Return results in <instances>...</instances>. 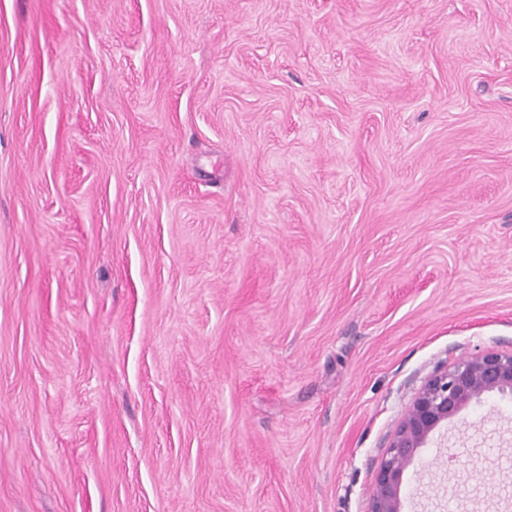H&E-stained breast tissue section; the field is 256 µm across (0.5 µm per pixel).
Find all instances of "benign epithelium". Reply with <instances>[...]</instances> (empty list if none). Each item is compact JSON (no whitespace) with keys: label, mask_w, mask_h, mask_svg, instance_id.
<instances>
[{"label":"benign epithelium","mask_w":512,"mask_h":512,"mask_svg":"<svg viewBox=\"0 0 512 512\" xmlns=\"http://www.w3.org/2000/svg\"><path fill=\"white\" fill-rule=\"evenodd\" d=\"M493 392L512 395V352L486 351L435 372L390 439L368 512H401L406 470L420 449L473 400Z\"/></svg>","instance_id":"benign-epithelium-1"}]
</instances>
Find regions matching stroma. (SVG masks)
<instances>
[{
    "mask_svg": "<svg viewBox=\"0 0 512 512\" xmlns=\"http://www.w3.org/2000/svg\"><path fill=\"white\" fill-rule=\"evenodd\" d=\"M512 351V0H0V512H367ZM403 512H512V396ZM493 392L512 395V352L486 351L435 372L390 439L368 512H401L406 470L420 449L473 400Z\"/></svg>",
    "mask_w": 512,
    "mask_h": 512,
    "instance_id": "1",
    "label": "stroma"
}]
</instances>
